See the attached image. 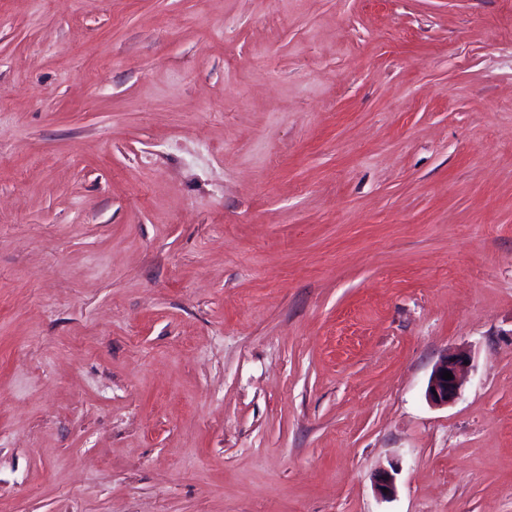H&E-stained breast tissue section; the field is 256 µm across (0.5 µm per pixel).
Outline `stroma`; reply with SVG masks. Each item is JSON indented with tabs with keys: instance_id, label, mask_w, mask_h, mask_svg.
<instances>
[{
	"instance_id": "obj_1",
	"label": "stroma",
	"mask_w": 512,
	"mask_h": 512,
	"mask_svg": "<svg viewBox=\"0 0 512 512\" xmlns=\"http://www.w3.org/2000/svg\"><path fill=\"white\" fill-rule=\"evenodd\" d=\"M0 512H512V0H0ZM470 354L463 349L445 353L436 363L426 388V398L434 406H447L453 403L461 394L464 375L470 368ZM468 361V364H464ZM444 371H451L453 378H442ZM435 389L437 396H434Z\"/></svg>"
}]
</instances>
